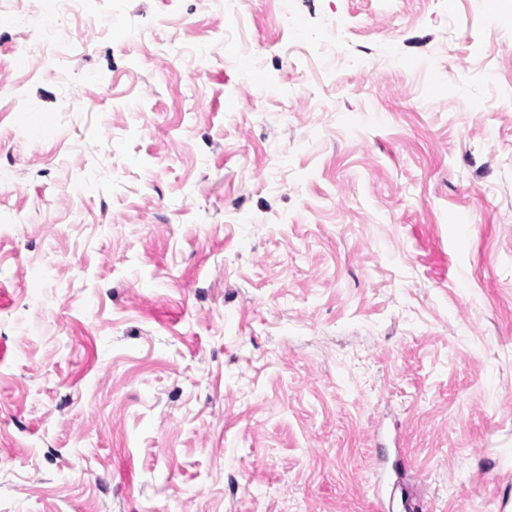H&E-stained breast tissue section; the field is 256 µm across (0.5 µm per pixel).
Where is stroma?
Returning a JSON list of instances; mask_svg holds the SVG:
<instances>
[{
	"instance_id": "obj_1",
	"label": "stroma",
	"mask_w": 512,
	"mask_h": 512,
	"mask_svg": "<svg viewBox=\"0 0 512 512\" xmlns=\"http://www.w3.org/2000/svg\"><path fill=\"white\" fill-rule=\"evenodd\" d=\"M289 8L0 10V512H512V0Z\"/></svg>"
}]
</instances>
